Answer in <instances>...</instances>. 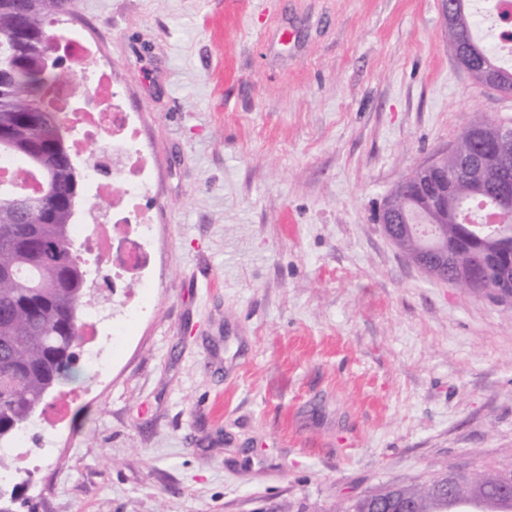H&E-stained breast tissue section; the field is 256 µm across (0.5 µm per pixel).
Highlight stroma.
<instances>
[{
  "label": "stroma",
  "instance_id": "obj_1",
  "mask_svg": "<svg viewBox=\"0 0 512 512\" xmlns=\"http://www.w3.org/2000/svg\"><path fill=\"white\" fill-rule=\"evenodd\" d=\"M444 0H75L155 163L149 312L53 391L37 512H340L512 469V311L426 277L374 216L512 95ZM458 1V8L452 25L448 26V44L452 48L471 49L474 53L476 61L474 71H468L476 80H478L477 72L481 68L491 69L497 76V85H495L496 76L493 73H487L488 87L512 93V67H503L499 61V55L494 46H488L481 42L477 36L475 29L477 28V19L473 11H471L470 0Z\"/></svg>",
  "mask_w": 512,
  "mask_h": 512
}]
</instances>
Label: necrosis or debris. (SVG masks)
Here are the masks:
<instances>
[{
    "mask_svg": "<svg viewBox=\"0 0 512 512\" xmlns=\"http://www.w3.org/2000/svg\"><path fill=\"white\" fill-rule=\"evenodd\" d=\"M59 48L71 60L76 78L85 88L80 99L75 100L70 86L58 87L60 121L71 136L75 153L96 160L89 171L94 180L89 206L97 207L104 200L111 212L106 221L90 226L73 225L71 236L83 240L86 249L104 261L111 282L123 283L133 295V302L112 329L113 335L124 336L146 309L144 291L150 285L146 271L151 264L153 244L148 202L154 168L142 151L137 114L109 86L111 69L98 42L76 28ZM109 158L115 159L113 174L124 185L117 196L112 193L111 183L98 178L99 162Z\"/></svg>",
    "mask_w": 512,
    "mask_h": 512,
    "instance_id": "4bbe7bcc",
    "label": "necrosis or debris"
}]
</instances>
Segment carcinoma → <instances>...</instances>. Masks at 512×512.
I'll use <instances>...</instances> for the list:
<instances>
[{
  "label": "carcinoma",
  "instance_id": "carcinoma-1",
  "mask_svg": "<svg viewBox=\"0 0 512 512\" xmlns=\"http://www.w3.org/2000/svg\"><path fill=\"white\" fill-rule=\"evenodd\" d=\"M469 2L458 0L448 26L449 47L472 50L476 64L471 75L477 76L483 67L490 69L497 76L495 89L512 93V67L502 66L495 47L477 38V19ZM73 5L74 0H0V135L14 144L11 150L0 147V156L22 162L24 171L17 179L32 175L52 185L49 197L30 206L0 202V448L33 423L57 386L81 375L77 349L82 345L90 270L74 249L68 228L81 197L83 175L67 162L71 152L58 113L31 111L34 99L52 94L61 84L70 85L75 95L83 92L73 73L60 71L50 52L63 38L54 24L72 14ZM492 126L477 119L454 143L458 154L481 145V158L458 182L448 199V213L434 220L419 204H408L419 223L441 225L446 243L457 249L464 264L481 263L496 243L493 232L484 229L475 248L459 244L453 214L462 215L469 204L479 201L497 205L494 188L512 181V162L499 161L492 139L477 140V133ZM435 481L451 484L450 502H507L506 512H512V498L499 491L512 484V471L446 473L424 485L400 487L397 493L416 496V512H437Z\"/></svg>",
  "mask_w": 512,
  "mask_h": 512
}]
</instances>
